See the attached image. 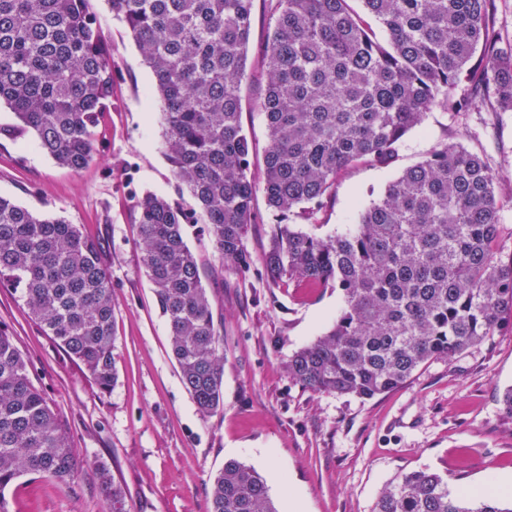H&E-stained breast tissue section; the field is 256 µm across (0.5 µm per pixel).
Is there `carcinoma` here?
<instances>
[{
  "label": "carcinoma",
  "instance_id": "cac0c4a2",
  "mask_svg": "<svg viewBox=\"0 0 512 512\" xmlns=\"http://www.w3.org/2000/svg\"><path fill=\"white\" fill-rule=\"evenodd\" d=\"M88 0H0V104L35 145L78 171L93 129L112 107L115 65ZM154 75L168 157L195 206L135 197L140 269L170 333L182 382L199 412L224 409V339L183 226L203 224L219 257L270 286L296 281L343 292L333 326L295 351L288 375L315 394L371 399L424 364L449 360L512 326V247L500 244L498 178L452 143L403 171L343 233L308 224L336 178L363 159L385 162L428 112H512V42L496 0H362L380 42L349 0H269L274 24L258 102L268 143L262 166L242 125L241 78L253 0H109ZM475 93L452 98L462 83ZM262 191L279 220L259 258L244 246ZM0 287L19 294L46 335L101 392L112 356V283L98 242L61 217L0 197ZM76 449L0 329V512L23 476L68 484ZM108 512H131L122 486L99 471ZM210 512H278L265 477L229 459L209 487ZM374 512H512V499L471 500L428 469L386 486Z\"/></svg>",
  "mask_w": 512,
  "mask_h": 512
}]
</instances>
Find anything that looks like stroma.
I'll return each instance as SVG.
<instances>
[{"label":"stroma","mask_w":512,"mask_h":512,"mask_svg":"<svg viewBox=\"0 0 512 512\" xmlns=\"http://www.w3.org/2000/svg\"><path fill=\"white\" fill-rule=\"evenodd\" d=\"M117 69L112 109L95 130L83 169L59 166L15 132L0 108V196L60 216L95 239L112 280L115 387L99 393L28 314L17 294L0 289V328L29 363L79 453L75 483L24 477L9 491L14 512H105L98 473L107 469L132 512H209V486L228 459L260 471L279 512L300 496L305 512H372L380 492L406 472L426 468L452 489H480L512 476V416L499 395L512 385V328L447 361H433L401 388L362 400L315 395L289 377V355L330 328L343 306L333 288L270 287L261 267L243 272L222 262L199 225L184 227L203 263L202 282L224 336V411L200 414L170 351L168 326L139 269L132 191L183 205L167 157L163 123L150 98L154 82L125 23L108 0H89ZM273 24L268 0H254L248 61L241 81L242 121L256 155L267 145L257 99L261 58ZM445 143L481 153L502 176L501 237L512 243V112L438 107L405 135L388 162H358L341 173L312 232L326 237L355 223L387 185Z\"/></svg>","instance_id":"obj_1"}]
</instances>
